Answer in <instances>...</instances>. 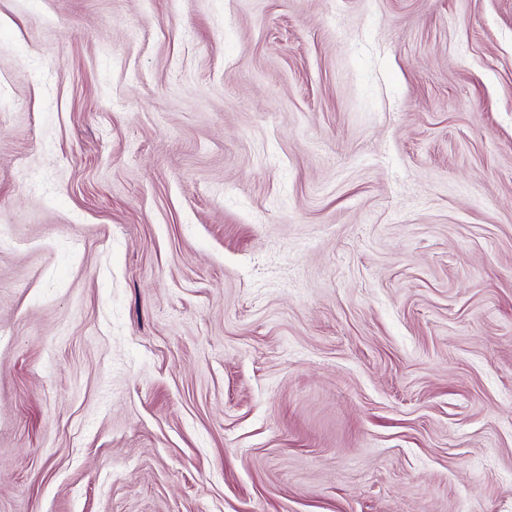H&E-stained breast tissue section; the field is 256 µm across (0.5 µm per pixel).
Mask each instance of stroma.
<instances>
[{"label":"stroma","instance_id":"35a3bbf8","mask_svg":"<svg viewBox=\"0 0 512 512\" xmlns=\"http://www.w3.org/2000/svg\"><path fill=\"white\" fill-rule=\"evenodd\" d=\"M0 512H512V0H0Z\"/></svg>","mask_w":512,"mask_h":512}]
</instances>
